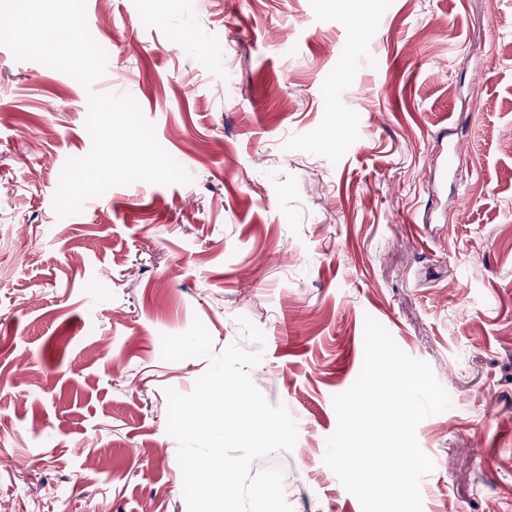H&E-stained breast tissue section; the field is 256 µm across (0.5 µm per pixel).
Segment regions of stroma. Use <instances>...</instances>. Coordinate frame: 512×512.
Returning a JSON list of instances; mask_svg holds the SVG:
<instances>
[{
    "label": "stroma",
    "instance_id": "obj_1",
    "mask_svg": "<svg viewBox=\"0 0 512 512\" xmlns=\"http://www.w3.org/2000/svg\"><path fill=\"white\" fill-rule=\"evenodd\" d=\"M367 4L359 36L338 0H87L95 91L192 181L64 218L87 93L0 46V512H187L165 391L208 362L161 337L196 319L297 425L253 472L361 512L323 456L369 317L451 398L416 429L423 512H512V0Z\"/></svg>",
    "mask_w": 512,
    "mask_h": 512
}]
</instances>
